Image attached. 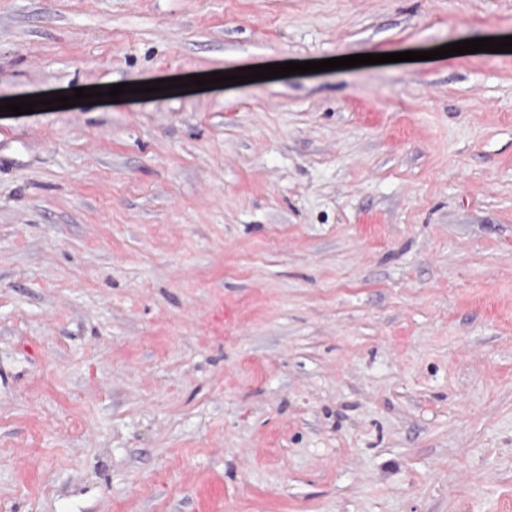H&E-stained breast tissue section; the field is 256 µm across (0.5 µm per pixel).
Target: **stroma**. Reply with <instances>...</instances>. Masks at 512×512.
I'll return each mask as SVG.
<instances>
[{
    "mask_svg": "<svg viewBox=\"0 0 512 512\" xmlns=\"http://www.w3.org/2000/svg\"><path fill=\"white\" fill-rule=\"evenodd\" d=\"M488 35L0 0V100ZM0 512H512V53L0 113Z\"/></svg>",
    "mask_w": 512,
    "mask_h": 512,
    "instance_id": "obj_1",
    "label": "stroma"
}]
</instances>
